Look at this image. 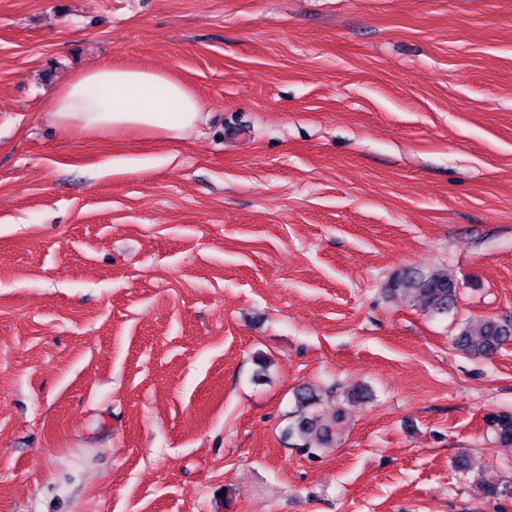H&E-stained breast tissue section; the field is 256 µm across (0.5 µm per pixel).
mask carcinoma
<instances>
[{"label":"carcinoma","instance_id":"obj_1","mask_svg":"<svg viewBox=\"0 0 512 512\" xmlns=\"http://www.w3.org/2000/svg\"><path fill=\"white\" fill-rule=\"evenodd\" d=\"M390 292L412 299L422 311L432 315L445 314L456 297V280L446 269L434 270L426 275H404L391 281ZM512 341V321L495 318L470 320L460 327L453 339L459 351L471 356L482 357L498 351ZM366 396V391L355 387L343 392L336 410V418L329 421L319 410L322 398L310 387H303L295 394L296 415L288 425V435L300 441V450L310 457L331 445V426L336 419L346 415L345 407ZM487 428L499 444L512 447V413L493 412L485 416Z\"/></svg>","mask_w":512,"mask_h":512}]
</instances>
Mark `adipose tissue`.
Returning <instances> with one entry per match:
<instances>
[{
    "label": "adipose tissue",
    "instance_id": "1",
    "mask_svg": "<svg viewBox=\"0 0 512 512\" xmlns=\"http://www.w3.org/2000/svg\"><path fill=\"white\" fill-rule=\"evenodd\" d=\"M49 112L62 128L77 126L94 135L138 129L165 139L180 137L203 118L198 98L165 74L109 65L67 82Z\"/></svg>",
    "mask_w": 512,
    "mask_h": 512
}]
</instances>
